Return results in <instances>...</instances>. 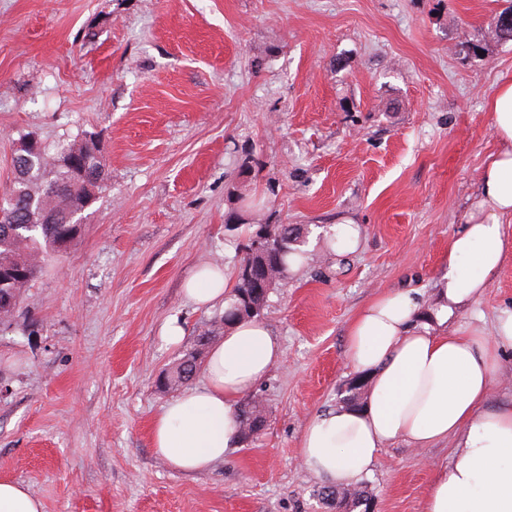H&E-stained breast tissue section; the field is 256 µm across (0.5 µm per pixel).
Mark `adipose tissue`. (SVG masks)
<instances>
[{"label":"adipose tissue","instance_id":"adipose-tissue-1","mask_svg":"<svg viewBox=\"0 0 512 512\" xmlns=\"http://www.w3.org/2000/svg\"><path fill=\"white\" fill-rule=\"evenodd\" d=\"M489 107L499 142L481 173V194L448 243L431 321L414 290L387 292L351 321L345 357L367 380L359 407L337 404L312 416L300 461L338 487L358 483L384 448L403 441L424 449L454 441L455 459L434 472L424 512H512V398L491 401L501 354L512 349V312L491 333L454 323L479 301L512 254V80ZM225 268L207 265L186 282L201 308L227 305ZM284 350L259 320L230 324L203 367V382L172 399L151 425L155 453L184 473H202L238 447L237 402L281 363Z\"/></svg>","mask_w":512,"mask_h":512}]
</instances>
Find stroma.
<instances>
[{"label":"stroma","mask_w":512,"mask_h":512,"mask_svg":"<svg viewBox=\"0 0 512 512\" xmlns=\"http://www.w3.org/2000/svg\"><path fill=\"white\" fill-rule=\"evenodd\" d=\"M512 0H0V189L14 146L91 138L105 190L0 327V480L45 512H336L303 466L309 418L357 375L348 326L382 293L433 307L448 241L497 143L489 103L512 79L492 39ZM479 52H472V45ZM265 202L241 219L239 194ZM361 228L356 251L325 245ZM261 224H301L307 261L262 320L284 358L255 387L265 425L209 471L157 456L151 424L178 397L159 375L214 328L191 304L202 265L236 272ZM512 310V260L461 319ZM184 327L167 344L170 316ZM452 446L386 448L370 512H423Z\"/></svg>","instance_id":"obj_1"}]
</instances>
